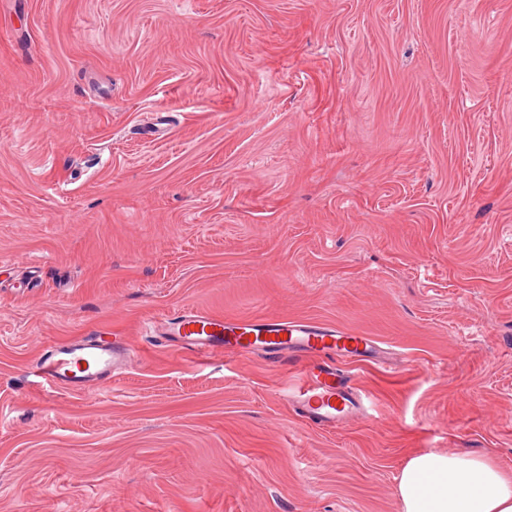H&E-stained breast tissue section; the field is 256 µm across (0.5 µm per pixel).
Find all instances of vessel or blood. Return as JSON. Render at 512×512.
Listing matches in <instances>:
<instances>
[{
    "label": "vessel or blood",
    "mask_w": 512,
    "mask_h": 512,
    "mask_svg": "<svg viewBox=\"0 0 512 512\" xmlns=\"http://www.w3.org/2000/svg\"><path fill=\"white\" fill-rule=\"evenodd\" d=\"M158 334L179 348L200 353L260 350L284 359L302 355L313 360L330 353L354 362L380 353L374 340L358 333L264 316L226 319L198 310L166 315L158 323ZM135 362L134 352L120 339L99 335L58 345L41 360L37 376L50 386L89 392ZM291 399L302 419L331 428L362 408L350 377L332 368L307 371Z\"/></svg>",
    "instance_id": "b4317fda"
}]
</instances>
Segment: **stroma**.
Instances as JSON below:
<instances>
[{
    "label": "stroma",
    "instance_id": "stroma-1",
    "mask_svg": "<svg viewBox=\"0 0 512 512\" xmlns=\"http://www.w3.org/2000/svg\"><path fill=\"white\" fill-rule=\"evenodd\" d=\"M182 308L386 361L324 430ZM96 333L134 366L35 385ZM426 451L512 474V0H0V512H401ZM155 323L158 336L181 349L200 353L261 350L284 359L302 355L312 363L327 353L353 362L380 355L379 347L369 336L303 321L269 320L265 316L225 319L198 310H177Z\"/></svg>",
    "mask_w": 512,
    "mask_h": 512
}]
</instances>
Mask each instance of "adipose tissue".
<instances>
[{
	"mask_svg": "<svg viewBox=\"0 0 512 512\" xmlns=\"http://www.w3.org/2000/svg\"><path fill=\"white\" fill-rule=\"evenodd\" d=\"M401 512H512V475L483 456L424 452L397 483Z\"/></svg>",
	"mask_w": 512,
	"mask_h": 512,
	"instance_id": "1",
	"label": "adipose tissue"
}]
</instances>
